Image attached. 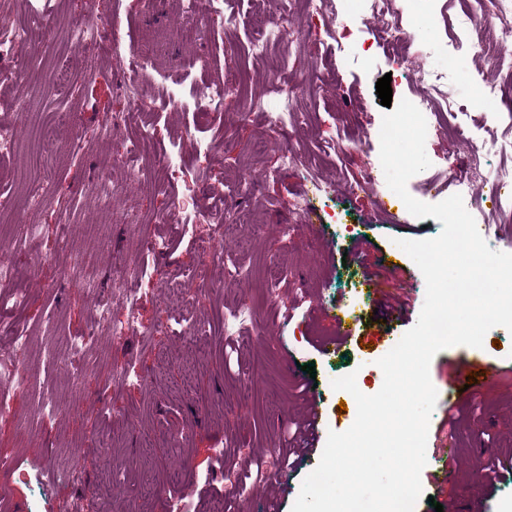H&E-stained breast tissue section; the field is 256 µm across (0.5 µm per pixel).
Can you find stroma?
<instances>
[{"mask_svg":"<svg viewBox=\"0 0 512 512\" xmlns=\"http://www.w3.org/2000/svg\"><path fill=\"white\" fill-rule=\"evenodd\" d=\"M15 22L40 14L46 30L38 49L20 51L14 63L29 77L0 90V126L12 128L18 141L16 159L0 170L32 168L53 184L28 223L39 225L40 239L32 258L17 264V288L33 294L26 308L0 307V318L20 319L29 336L26 361L33 383L15 393L11 415L0 417V456L23 465L48 459L52 470L40 484L19 482L15 473L0 469V512H167L170 496L190 485L185 512H291L304 478L316 461L293 453L311 406L323 412L322 432L348 430L357 416L356 404L337 413L342 391L330 378L355 373L367 395L379 391L383 372L378 365L389 346L418 321L425 300V280L398 239L437 237L442 224L432 217L394 215L388 196L378 193L353 197L351 183L377 165L380 128L386 106L376 83L391 75L393 100L414 99L420 88L392 59L374 19L362 0H319V14L303 23L298 0H223L232 24L210 30L186 12V0H0ZM390 11L412 33L415 49L436 51L439 41L459 34L464 51L460 79L451 90L458 121L475 127L476 142L507 140L512 132L494 112L483 111L475 99L482 84L483 43L499 38L496 25L479 34L458 31L456 19L473 10L489 16L512 14V0H389ZM107 19L132 43L153 56L152 66L138 77V93L123 92L125 74L114 61L84 57L68 35L73 19L87 8ZM284 13L305 27L292 44L269 42L263 52L254 45L269 14ZM344 27L346 51L340 85L324 77L336 57L330 23ZM84 58L71 75L70 86L53 82L58 57ZM236 86L213 111L197 108L198 93L218 80ZM31 98L35 106L20 118L11 103ZM59 98L69 106L68 118L46 112V100ZM282 116L280 124L270 114ZM110 117L121 124L111 138L100 135ZM149 120L156 136L147 152L134 150L140 120ZM350 128L360 148L347 149L343 128ZM81 152H74L72 138ZM213 144L212 154L188 152L187 139ZM293 145L312 165L292 170L280 167L279 149ZM455 148L448 124L430 128L425 149L431 165L411 177L407 190L425 203L447 198V190L432 189L433 179L446 169ZM165 155L182 160L185 171L175 181H160L154 159ZM118 158L140 166V182L123 180L109 171L107 160ZM512 156L488 152L484 181L469 191L481 203L477 221L491 227L499 251L512 250V214L502 213L487 181ZM114 183L112 207L103 210L91 199L101 174ZM185 201L188 211L210 210L224 223L241 225L225 235L224 263L203 267L201 239L186 234L172 219V199ZM309 199L320 219L318 231L302 224L296 204ZM69 213V227L59 225ZM166 241L163 253L142 248L145 234ZM66 247H59V238ZM367 246L377 261L382 291L397 292L408 279V310L387 324L373 317L382 291L365 284L363 266L350 259L357 246ZM137 257L143 286L138 302L142 333L117 340L96 328L100 304L110 303L113 315L124 313L115 290L125 269L121 257ZM94 259L101 273L96 292L76 281L74 262ZM181 283L180 292L165 288L168 280ZM358 302L352 313L368 347L346 343L342 350L324 352L320 344L332 339L334 327L319 311L335 306L350 293ZM252 306V317L239 315L241 302ZM194 324L210 325L207 340L191 335ZM87 339L84 377L76 362L55 351L59 334ZM501 351L457 345L436 354L430 378L438 399L429 422L426 473L422 494L413 512H512V331L499 329ZM500 366L479 402L459 403V420L448 422V384L473 356ZM315 367L308 376L304 365ZM129 374L124 386L105 391L113 369ZM81 379L72 390L73 379ZM54 394L58 415L39 418L47 394ZM454 446L462 466L447 484L429 477L442 448ZM80 449L82 482L54 481L68 469L72 449ZM241 465L237 486L215 477L213 468ZM281 471V483L256 479V472ZM96 495H87L88 487Z\"/></svg>","mask_w":512,"mask_h":512,"instance_id":"stroma-1","label":"stroma"}]
</instances>
